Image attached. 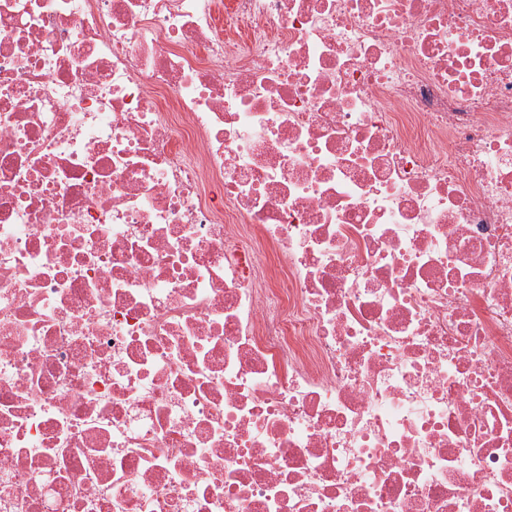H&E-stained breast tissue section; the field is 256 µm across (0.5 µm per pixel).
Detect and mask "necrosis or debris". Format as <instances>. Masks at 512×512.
<instances>
[{
	"label": "necrosis or debris",
	"instance_id": "necrosis-or-debris-1",
	"mask_svg": "<svg viewBox=\"0 0 512 512\" xmlns=\"http://www.w3.org/2000/svg\"><path fill=\"white\" fill-rule=\"evenodd\" d=\"M0 512H512V0H0Z\"/></svg>",
	"mask_w": 512,
	"mask_h": 512
}]
</instances>
